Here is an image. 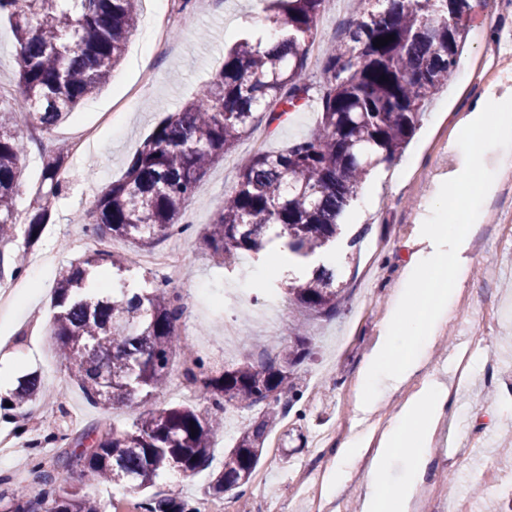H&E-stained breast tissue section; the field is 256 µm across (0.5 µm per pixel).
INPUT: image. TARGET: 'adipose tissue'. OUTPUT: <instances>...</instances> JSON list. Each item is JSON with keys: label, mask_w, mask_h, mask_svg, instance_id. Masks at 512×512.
I'll return each instance as SVG.
<instances>
[{"label": "adipose tissue", "mask_w": 512, "mask_h": 512, "mask_svg": "<svg viewBox=\"0 0 512 512\" xmlns=\"http://www.w3.org/2000/svg\"><path fill=\"white\" fill-rule=\"evenodd\" d=\"M469 127L485 133L498 163L492 166L486 159L474 158L469 144H462L458 171L449 176L447 186L439 187L431 196L428 246L411 255L389 316L359 373L357 391L362 413H374L383 399L425 371L427 351L439 340L441 328L470 275L465 253L481 212L472 211L469 225L454 223L450 190L464 187L468 197L479 202L496 193L497 166L512 157V102L504 98L479 100ZM475 167L482 175L473 182L466 174ZM443 267L449 270L448 285L437 290L432 275ZM453 405L451 388L432 382L405 401L382 431L368 428L352 434L338 450V462L325 480V496L338 495L351 471L362 465L366 473L361 512H414L419 487L433 461L437 427ZM401 452L406 455V471L395 481L390 467Z\"/></svg>", "instance_id": "obj_1"}]
</instances>
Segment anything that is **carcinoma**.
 Segmentation results:
<instances>
[{
    "label": "carcinoma",
    "instance_id": "1",
    "mask_svg": "<svg viewBox=\"0 0 512 512\" xmlns=\"http://www.w3.org/2000/svg\"><path fill=\"white\" fill-rule=\"evenodd\" d=\"M140 0H0L13 20L19 85L30 103V124L46 134L64 123L81 100L107 85L134 35ZM266 21L281 32L277 47L261 49L262 35L242 39L226 54L210 82L180 111L160 120L128 160L123 174L97 195L95 233L149 247L176 229L185 201L210 167L250 131L254 113L279 121L310 101L317 130L276 152L245 158L235 190L224 199L202 240L211 256L235 264L276 239L289 258L306 260L342 234L340 216L365 178L394 161L420 126L425 108L457 68L470 0H358V18L346 36L322 52L319 90L305 79L307 51L325 0H267ZM394 40L376 47V39ZM14 112L0 98V274L17 276L23 257L6 247L16 229L19 164L27 149L13 130ZM40 180L26 212L31 249L51 223V199L64 190L61 171L69 153L51 140L41 146ZM107 264L121 275L123 261L93 252L63 271L52 292L53 332L71 379L104 407L145 399L165 385L177 355L188 348L177 333L183 310L161 281L134 289L126 281L103 292L88 280ZM336 268L288 282L299 316L336 317L344 289ZM301 330L273 358L219 369L199 360L185 371L198 408L182 403L135 416L125 428L104 417L71 433L51 432L59 443L53 463L35 469L37 492L0 493V512H103L95 498L68 483L75 469L128 492L154 486L171 471L208 470L207 493L222 496L250 483L267 440L300 392L298 369L313 360ZM16 417L27 406L51 404L38 371L17 378L6 398ZM260 408L220 463L212 441L224 410ZM143 512H198L175 493L140 503Z\"/></svg>",
    "mask_w": 512,
    "mask_h": 512
}]
</instances>
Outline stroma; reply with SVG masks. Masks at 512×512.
Returning a JSON list of instances; mask_svg holds the SVG:
<instances>
[{
	"label": "stroma",
	"mask_w": 512,
	"mask_h": 512,
	"mask_svg": "<svg viewBox=\"0 0 512 512\" xmlns=\"http://www.w3.org/2000/svg\"><path fill=\"white\" fill-rule=\"evenodd\" d=\"M468 35L458 68L426 108L421 127L410 142L408 154L420 157L408 170L402 186H394L393 169L382 165L367 179L374 187L371 204L355 196L343 218V233L333 250L312 257L305 264L270 268L278 245H268L260 255L242 256L227 267L209 256L202 233L226 195L236 185L241 161L257 151L278 152L317 128L316 112L300 110L285 123L268 124L258 112L252 130L234 150L208 170L185 204L180 219L185 229L155 244V251L182 253L189 276L169 283L183 308L178 333L186 338L207 366L222 367L249 355H276L283 337L293 332L294 305L285 291L288 276L310 275L318 265L335 264L338 282L346 284L348 298L340 315L307 323V334L317 350L311 364L299 370L302 397L291 403L275 438H287L290 454L278 474L267 477L265 497L270 505L285 504V512H309L299 500L301 488L323 485L336 461V451L354 431L368 428L374 418L358 408L357 375L384 323L389 304L404 273L413 242L428 230L426 199L446 177L445 164H457L454 145L467 134L466 121L477 98L494 94L512 98V0H471ZM165 0H141L138 27L128 42L111 82L84 99L73 115L52 136L71 141L79 131L94 135L83 153L70 154L62 172L65 188L53 199L54 221L47 225L41 243L28 253L17 278H0V292L20 294L29 283L40 290L29 305L14 304L0 318V366L13 373L34 367L44 386L65 393L63 412L45 407L30 409L22 424L0 418V434L10 435L13 449L0 455V477L11 491L35 482L32 467L50 465L55 449L44 437L51 428L77 431L111 416L116 426L131 423L135 414L162 406L191 403L195 397L186 382L183 362H175L168 386L131 408L105 411L91 404L69 378L60 354L51 346V293L62 269L84 255L81 237L93 228L91 212L100 189L118 179L129 158L160 119L178 111L224 59L248 26L262 28L263 11L253 0H210L200 11H191L188 26L175 30V54L153 56L141 68L135 49L153 37L148 14H162ZM355 0H336L335 8L322 12L316 36L308 50L305 78L317 81L325 46L337 41L357 16ZM13 95L16 113L27 112L26 98L17 82L14 29L0 17V92ZM454 112L453 120L440 119L442 109ZM512 219V182H500L495 195L483 203L480 229L468 257L472 273L462 289L439 343L431 349L428 373L408 381L379 407L389 418L393 410L417 393L426 379L449 385L457 409L442 421L434 440V466L446 471L440 498L423 500L426 512H445L450 501L467 500L470 512H506L508 502L500 489L482 481L485 467L512 479V235L501 226ZM264 270L257 300L278 304V327L268 331L250 316L244 341L232 356L224 354L225 289L240 287L248 271ZM479 336L471 350L468 378H459L457 357L466 338Z\"/></svg>",
	"instance_id": "stroma-1"
}]
</instances>
